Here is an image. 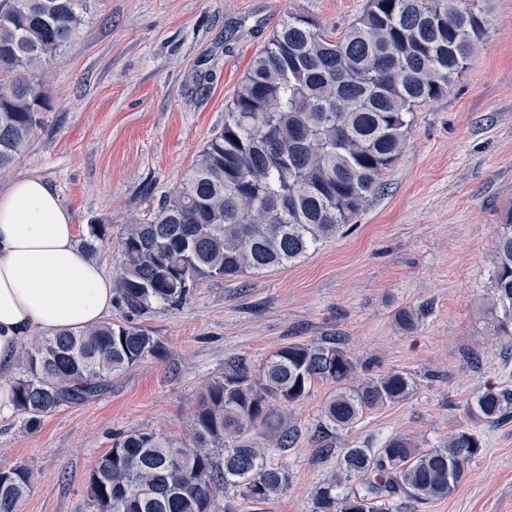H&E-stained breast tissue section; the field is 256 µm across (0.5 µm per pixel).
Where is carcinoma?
Here are the masks:
<instances>
[{
  "label": "carcinoma",
  "instance_id": "carcinoma-1",
  "mask_svg": "<svg viewBox=\"0 0 512 512\" xmlns=\"http://www.w3.org/2000/svg\"><path fill=\"white\" fill-rule=\"evenodd\" d=\"M89 4L0 0V173L42 127L49 102L36 72L63 57ZM485 25L478 0H367L339 38L309 12L288 13L252 61L224 128L149 217L125 224L116 302L132 314L178 307L205 280L292 265L334 237L402 156L415 109L467 68ZM88 227L78 247L93 258L105 230ZM493 265L496 331L511 340L512 211L496 231ZM159 351L152 333L128 320L62 330L27 351L14 407L34 422L97 396L112 376ZM315 380L336 385L324 414L343 429L413 388L396 371L360 376L334 337L290 343L256 374L233 361L199 393L189 438L134 430L98 459L89 482L97 512H242L245 502H270L287 476L267 464L266 449L290 448L298 436L270 402L292 406ZM469 415L489 424L512 417V391L485 388ZM481 448L464 426L434 448L405 435L345 448L314 512H392L403 497L447 498ZM31 487L26 467L1 466L0 512H18Z\"/></svg>",
  "mask_w": 512,
  "mask_h": 512
}]
</instances>
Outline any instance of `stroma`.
I'll return each mask as SVG.
<instances>
[{"label":"stroma","mask_w":512,"mask_h":512,"mask_svg":"<svg viewBox=\"0 0 512 512\" xmlns=\"http://www.w3.org/2000/svg\"><path fill=\"white\" fill-rule=\"evenodd\" d=\"M366 0H92L64 58L42 76L44 124L0 188L41 178L72 215L77 235L106 227L96 257L114 274L131 216L152 213L175 188L224 114L253 57L288 12L308 11L342 32ZM483 41L448 91L418 108L401 158L352 224L293 265L203 282L183 306L139 317L162 347L80 404L29 421L0 413V465H22L33 487L19 512H96L89 478L120 432L180 438L199 388L229 361L252 366L293 342L341 337L374 372L413 380L405 400L329 429L334 384L313 382L292 409L293 448L268 450L288 483L245 512H313L343 448L397 435L430 448L474 427L483 450L450 497L398 501L394 512H512V420L473 423L485 387L512 390V343L496 334L490 281L495 230L512 210V0H480ZM419 313L405 331L400 309ZM328 433V448L318 438Z\"/></svg>","instance_id":"stroma-1"}]
</instances>
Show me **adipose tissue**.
Segmentation results:
<instances>
[{"instance_id": "ef3b65f1", "label": "adipose tissue", "mask_w": 512, "mask_h": 512, "mask_svg": "<svg viewBox=\"0 0 512 512\" xmlns=\"http://www.w3.org/2000/svg\"><path fill=\"white\" fill-rule=\"evenodd\" d=\"M113 305L110 278L78 248L56 192L31 176L0 190V401L29 331L90 327Z\"/></svg>"}]
</instances>
